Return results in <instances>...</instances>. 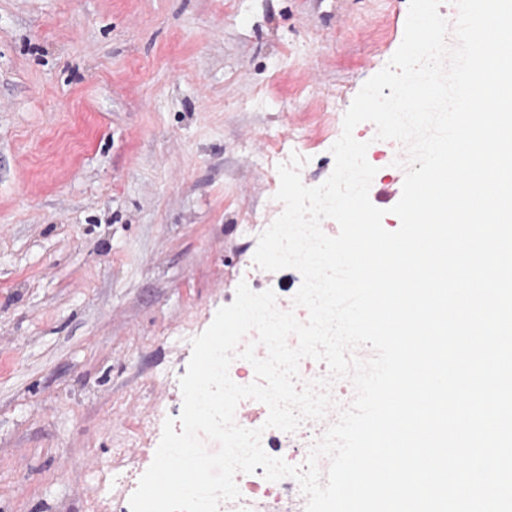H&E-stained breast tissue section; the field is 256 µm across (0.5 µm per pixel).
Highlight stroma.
I'll return each mask as SVG.
<instances>
[{
    "label": "stroma",
    "instance_id": "stroma-1",
    "mask_svg": "<svg viewBox=\"0 0 512 512\" xmlns=\"http://www.w3.org/2000/svg\"><path fill=\"white\" fill-rule=\"evenodd\" d=\"M409 0H0V512L93 508L182 409L191 338L251 271L268 136L344 115Z\"/></svg>",
    "mask_w": 512,
    "mask_h": 512
}]
</instances>
